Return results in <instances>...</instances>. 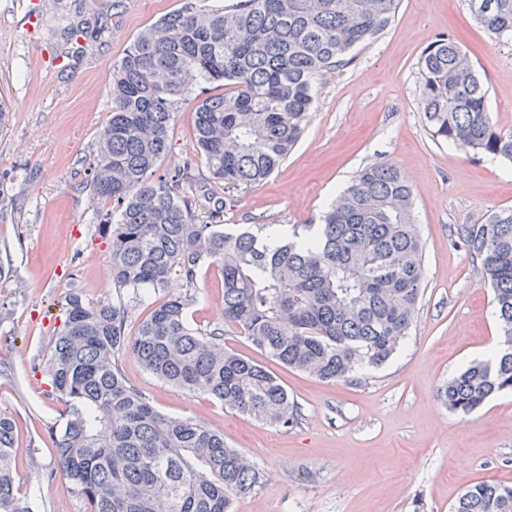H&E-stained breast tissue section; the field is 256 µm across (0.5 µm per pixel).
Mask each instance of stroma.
Wrapping results in <instances>:
<instances>
[{"instance_id": "obj_1", "label": "stroma", "mask_w": 512, "mask_h": 512, "mask_svg": "<svg viewBox=\"0 0 512 512\" xmlns=\"http://www.w3.org/2000/svg\"><path fill=\"white\" fill-rule=\"evenodd\" d=\"M183 0H0V257L15 270L0 285V413L18 426L15 481L32 512H85L53 474L52 433L64 422L39 365L71 288L113 294L110 244L97 214L112 205L86 186L98 134L110 118V73L133 39ZM447 35L487 89L497 128L512 135V43L479 28L467 0H401L388 27L351 64L319 82L309 126L264 182L229 187L210 209L228 224L255 217L275 228L318 223L365 165L388 161L414 193L425 278L409 336L384 365L353 383L279 369L300 408L275 427L189 394L124 357L127 381L163 413L224 434L263 475L232 512H451L481 481L512 482V392L461 418L436 398L440 384L496 348L493 295L453 230L512 206V163L433 140L420 108L418 61ZM194 102L183 103L160 172L192 154ZM191 322L224 320V284L201 268Z\"/></svg>"}]
</instances>
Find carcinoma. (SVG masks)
I'll use <instances>...</instances> for the list:
<instances>
[{
    "label": "carcinoma",
    "mask_w": 512,
    "mask_h": 512,
    "mask_svg": "<svg viewBox=\"0 0 512 512\" xmlns=\"http://www.w3.org/2000/svg\"><path fill=\"white\" fill-rule=\"evenodd\" d=\"M475 21L512 43V0H467ZM400 0H238L205 9L186 0L140 32L112 64V112L98 137L88 187L112 203V298L78 289L57 303L62 325L42 363L67 406L54 436L65 488L86 512H231L262 474L224 435L159 411L123 377L119 359L189 394L287 428L298 407L280 379L226 346L239 333L279 364L347 382L387 362L408 335L424 283V246L413 191L388 161L361 169L318 224L277 234L268 224L200 219L201 158L216 187L258 184L308 126L324 74L379 36ZM229 86L208 94L212 84ZM419 101L432 138L512 161L487 89L461 46L442 37L421 54ZM196 100L193 157L151 176L170 150L179 105ZM457 237L492 289L500 348L444 382L438 399L468 416L512 392V206ZM213 265L224 283V323L189 321L190 295L172 294L128 332L136 307L170 283L195 285ZM16 423L0 413V512H31L13 476ZM452 512H512V485L483 481Z\"/></svg>",
    "instance_id": "cac0c4a2"
}]
</instances>
